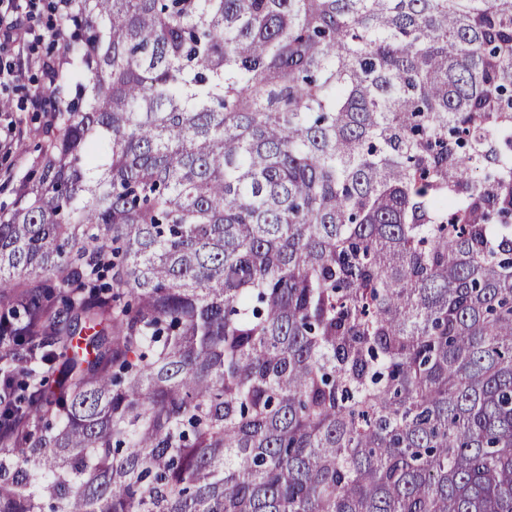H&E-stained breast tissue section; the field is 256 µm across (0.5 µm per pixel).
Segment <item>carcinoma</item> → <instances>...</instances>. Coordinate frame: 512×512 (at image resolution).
<instances>
[{"mask_svg":"<svg viewBox=\"0 0 512 512\" xmlns=\"http://www.w3.org/2000/svg\"><path fill=\"white\" fill-rule=\"evenodd\" d=\"M57 16L0 512H512V0Z\"/></svg>","mask_w":512,"mask_h":512,"instance_id":"cac0c4a2","label":"carcinoma"}]
</instances>
